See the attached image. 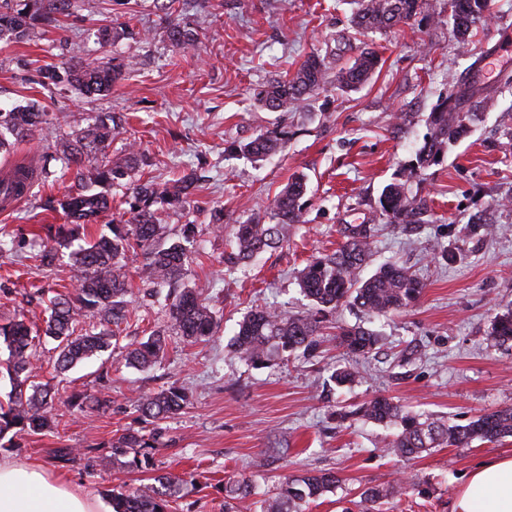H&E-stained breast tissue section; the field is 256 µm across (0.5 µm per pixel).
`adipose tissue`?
Instances as JSON below:
<instances>
[{"label": "adipose tissue", "instance_id": "ef3b65f1", "mask_svg": "<svg viewBox=\"0 0 512 512\" xmlns=\"http://www.w3.org/2000/svg\"><path fill=\"white\" fill-rule=\"evenodd\" d=\"M0 512H101L94 500L40 467L0 460ZM451 512H512V457L482 463L456 493Z\"/></svg>", "mask_w": 512, "mask_h": 512}]
</instances>
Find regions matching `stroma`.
<instances>
[{"instance_id":"obj_1","label":"stroma","mask_w":512,"mask_h":512,"mask_svg":"<svg viewBox=\"0 0 512 512\" xmlns=\"http://www.w3.org/2000/svg\"><path fill=\"white\" fill-rule=\"evenodd\" d=\"M450 3L427 0L426 12L408 24L359 34L351 27L352 0H207L208 17L194 42L177 48L158 35L164 18L159 0L124 6L84 0L80 12L33 40L0 42L1 107L33 105L79 126L95 112L125 113L129 122L112 141L113 156L137 144L148 160L140 175L158 182L200 168L197 208H167L163 218L172 241L194 225L200 249L187 281L221 320L219 334L205 342L169 336L161 364L142 371L115 353L59 376L51 350H44L41 375L59 390L58 432L26 437L21 449L0 450V459L40 465L100 502L106 490L151 484L158 470L194 474L172 512H262L284 478L322 470L335 471L340 481L307 512H344L363 487L403 481L410 490L385 502L383 512H451L471 469L512 456L508 438L400 459L387 451L393 427L333 417L376 395L460 424L512 406V344L492 337L494 314L512 305V205L502 203L512 198V54L488 59L499 42L512 40V0H490L486 21L463 44L452 33ZM131 10L139 37L101 46L100 27L126 22ZM368 44L381 61L358 90L342 92L328 83L288 114L257 106L256 89L294 73L309 54H328L341 67ZM64 54L85 62L131 56L136 64L108 96L90 100L68 86L47 91L38 84L39 70ZM463 94L470 97V134L413 184L430 200L428 223L379 224L373 262L360 272L368 277L387 261L409 268L425 285L418 304L381 320L353 305L337 312L340 325L381 331L369 357L352 356L327 336L315 353L299 352L270 368L242 363L230 348L238 322L258 307L310 308L298 285L300 271L336 249L340 225L374 219L383 187L422 145L429 113ZM401 112L413 120L400 127L395 117ZM268 131L288 140L277 156L256 162L227 150ZM297 174L308 179L305 223L290 226L277 248L251 262L228 263L227 234L210 224L209 208L223 206L225 224L245 222ZM63 192L60 183L36 188L34 197L0 216V232L14 240L12 254L0 257L2 325L30 310L25 287L37 285L49 296L59 290V279L37 270L29 254L38 225L64 221L63 214L42 211L39 198ZM477 216L492 225V234L472 229ZM440 247L448 259L436 257ZM131 288L133 317L121 326L124 344L167 321L139 279ZM348 363L361 371V383L330 388L332 371ZM172 384L184 387L190 402L163 421L154 470L126 466L104 451L90 460L60 459L64 448L101 445L128 430L149 432L151 422L132 399ZM97 389L112 400L106 413L86 415L66 403L71 393ZM241 477L250 480L253 494L225 503L224 482Z\"/></svg>"}]
</instances>
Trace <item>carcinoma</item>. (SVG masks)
Wrapping results in <instances>:
<instances>
[{"label":"carcinoma","instance_id":"carcinoma-1","mask_svg":"<svg viewBox=\"0 0 512 512\" xmlns=\"http://www.w3.org/2000/svg\"><path fill=\"white\" fill-rule=\"evenodd\" d=\"M83 0H0V40L20 43L30 39L35 29L55 25L59 17H68ZM488 0H451L452 27L458 41L468 40L486 20ZM426 0H357L352 27L358 33L390 30L423 13ZM196 30L189 23L173 18L166 21L160 36L171 44H191ZM376 51L365 48L353 61L336 72L338 89L356 90L378 68ZM135 66L131 59L112 58L96 65H82L68 59L51 65L41 73L45 88L68 85L82 95L103 97L124 80ZM330 62L313 53L291 77L273 79L255 94L257 102L271 112H293L301 103L328 83ZM470 112L446 102L437 105L426 120L428 133L409 164L399 170L396 179L380 194V216L388 224H422L431 207L428 200L411 191V181L430 167L442 162L448 149L468 133ZM126 117L101 112L78 131H67L58 118L33 106L0 111V151L9 152L13 143L6 135L19 139L37 132L47 133L48 147L37 162L13 163L0 176V203L11 196L30 193L37 183L60 180L72 174L74 187L61 199L47 198L41 206L62 211L63 224H44L35 234L40 240L33 258L43 270L56 275L63 266V255L55 243L79 236L80 229L95 224L101 215L112 211V185L127 181L122 215L128 219L111 220L109 233L100 234L71 254L70 266L76 271L74 289L48 298L44 308L45 328L36 327L22 313L0 327V343L9 351L0 362V373L13 381L6 402H0V448H19L20 439L32 434L50 435L58 428L53 413V395L47 385L34 381L33 361L39 348L54 342L55 369L67 371L76 364L97 356L119 344L116 328L130 317L127 295L129 280L125 270L127 255L142 256L139 279L151 295L164 298L167 330L188 344L215 336L218 322L206 301L186 282L187 265L194 246V226L185 225L183 238L167 243L157 205L181 208L193 202L199 178L193 171L165 182L135 178L143 157L135 147L120 160L112 159V139L124 129ZM285 139L275 132L259 134L239 143L235 150L261 159L284 150ZM307 179L295 176L268 201L263 213L231 229V262H246L278 246L288 224L304 222ZM343 241L330 254L311 260L302 270L299 285L313 302L311 309L292 313L257 308L238 323L231 339L234 354L253 368H266L297 350L313 352L320 345L326 314L344 304H353L373 317H385L414 305L424 284L409 269L384 263L370 277L361 279L359 270L372 256L377 228L374 224H356L341 230ZM494 340L512 342V306L497 313L493 320ZM336 340L356 356H367L377 349L382 336L376 330L336 326ZM166 330H152L146 339L123 346L126 364L150 368L165 355ZM360 377L353 368L336 369L330 379L337 386L351 385ZM111 399L102 392H85L70 397V406L80 412H103ZM188 396L177 386L142 394L133 400L140 415L153 422L178 414ZM340 421L368 419L394 423L399 427L389 443L391 453L413 458L433 448H467L475 441L495 444L512 437V406L470 418L465 424L447 425L437 419L405 409L392 399L375 396L349 411L336 413ZM163 446L161 429L147 434L127 431L109 444L112 458L133 455L128 465H152L153 450ZM339 478L333 472L288 477L267 504L266 512H302V505L336 487ZM185 484L181 476L158 474L154 483L126 492L111 491L112 512H170L171 503L180 497ZM407 483L395 486L372 485L363 489L355 502L359 512H379L380 505L407 493ZM249 479L242 477L224 486V498L249 495Z\"/></svg>","mask_w":512,"mask_h":512}]
</instances>
